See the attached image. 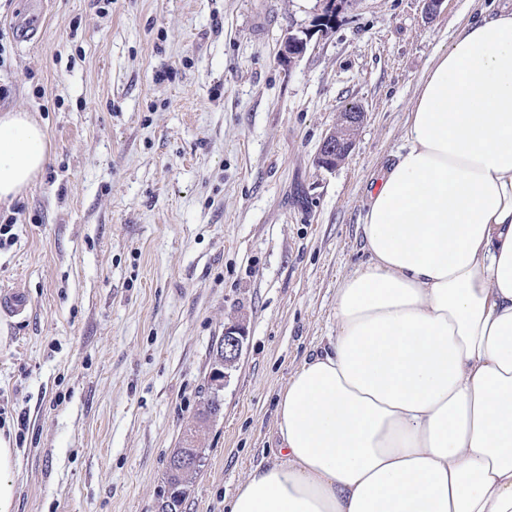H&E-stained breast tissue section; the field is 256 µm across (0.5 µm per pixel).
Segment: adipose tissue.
<instances>
[{
  "mask_svg": "<svg viewBox=\"0 0 512 512\" xmlns=\"http://www.w3.org/2000/svg\"><path fill=\"white\" fill-rule=\"evenodd\" d=\"M49 155L39 122L0 112V203ZM360 230L336 334L227 512H512V10L437 57Z\"/></svg>",
  "mask_w": 512,
  "mask_h": 512,
  "instance_id": "1",
  "label": "adipose tissue"
}]
</instances>
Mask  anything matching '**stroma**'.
Wrapping results in <instances>:
<instances>
[{
	"mask_svg": "<svg viewBox=\"0 0 512 512\" xmlns=\"http://www.w3.org/2000/svg\"><path fill=\"white\" fill-rule=\"evenodd\" d=\"M512 0H349L285 62L316 0H0V109L32 114L50 160L0 247V444L14 512H159L226 325L243 322L224 411L179 512H225L279 439L276 401L335 335L365 253L366 191L402 144L438 53ZM365 113L332 170L315 158ZM359 107L354 103L345 107L346 116L340 115L336 127L325 136L321 144L316 159L318 166L333 169L344 162L355 148L357 131L364 119L361 109L353 111ZM28 307V297L19 289L4 291L0 296V311H8L12 315H19L26 312ZM16 464V450L0 444V512H13L15 482L12 476Z\"/></svg>",
	"mask_w": 512,
	"mask_h": 512,
	"instance_id": "obj_1",
	"label": "stroma"
}]
</instances>
